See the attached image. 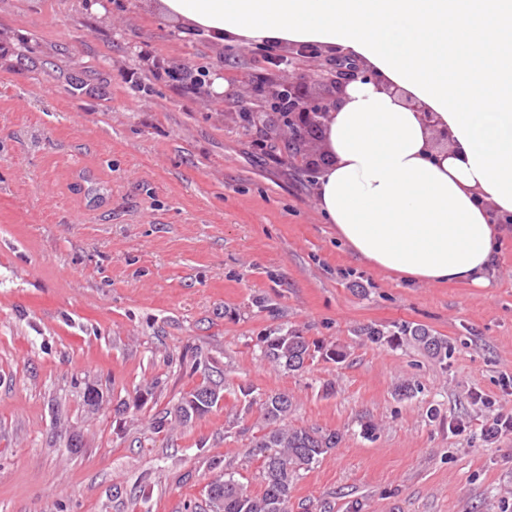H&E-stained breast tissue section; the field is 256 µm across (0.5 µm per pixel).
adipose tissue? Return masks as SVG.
<instances>
[{"instance_id": "ef3b65f1", "label": "adipose tissue", "mask_w": 512, "mask_h": 512, "mask_svg": "<svg viewBox=\"0 0 512 512\" xmlns=\"http://www.w3.org/2000/svg\"><path fill=\"white\" fill-rule=\"evenodd\" d=\"M242 46L345 49L372 71L324 120L317 205L355 258L408 284L468 283L512 215V0H143ZM432 112L448 135L432 148Z\"/></svg>"}]
</instances>
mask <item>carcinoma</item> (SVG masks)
I'll list each match as a JSON object with an SVG mask.
<instances>
[{
  "instance_id": "1",
  "label": "carcinoma",
  "mask_w": 512,
  "mask_h": 512,
  "mask_svg": "<svg viewBox=\"0 0 512 512\" xmlns=\"http://www.w3.org/2000/svg\"><path fill=\"white\" fill-rule=\"evenodd\" d=\"M361 332L374 343L412 346L440 364L448 360V339L428 328L403 327L391 333L365 327ZM256 345L261 360L286 373L306 370L318 353L322 359L334 362H342L347 357L342 347L319 345L296 329H273L257 337ZM241 394L245 412H257L263 423V434L253 443V456L260 462L262 488L253 493L235 478V472L226 471L206 486L209 512H280L282 509L287 512L301 473L313 469L331 453L340 443L341 436L332 430L289 424L293 397L286 392L254 396L252 391L243 390ZM222 398V385L209 379L179 398L173 409L153 414L150 425L160 432L174 417L190 422L210 412Z\"/></svg>"
}]
</instances>
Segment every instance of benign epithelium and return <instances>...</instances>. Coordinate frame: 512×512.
Masks as SVG:
<instances>
[{"mask_svg":"<svg viewBox=\"0 0 512 512\" xmlns=\"http://www.w3.org/2000/svg\"><path fill=\"white\" fill-rule=\"evenodd\" d=\"M357 80L375 82L377 77L359 64L319 65L313 73L296 77L286 85L252 86L243 103L269 135L280 137L288 132V143L296 147L295 157L315 171L326 163L319 149L323 119L337 110L346 87Z\"/></svg>","mask_w":512,"mask_h":512,"instance_id":"7a95c632","label":"benign epithelium"}]
</instances>
